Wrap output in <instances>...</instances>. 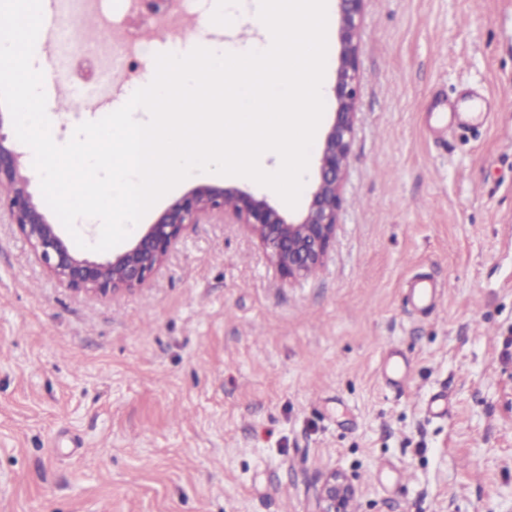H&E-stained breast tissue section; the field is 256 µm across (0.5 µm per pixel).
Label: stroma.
I'll use <instances>...</instances> for the list:
<instances>
[{"mask_svg":"<svg viewBox=\"0 0 512 512\" xmlns=\"http://www.w3.org/2000/svg\"><path fill=\"white\" fill-rule=\"evenodd\" d=\"M56 0L71 46L111 49ZM214 9L187 0L189 52ZM335 241L289 281L239 224H196L140 288H62L0 219V512H512V0H367ZM498 96L433 135L435 97ZM55 141L88 115L52 97ZM441 287L418 313L407 285ZM398 352L404 387L382 363ZM448 401L443 413L430 398ZM317 512H355L356 487L341 470L327 472L316 488Z\"/></svg>","mask_w":512,"mask_h":512,"instance_id":"obj_1","label":"stroma"}]
</instances>
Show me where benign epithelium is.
Wrapping results in <instances>:
<instances>
[{"label": "benign epithelium", "instance_id": "1", "mask_svg": "<svg viewBox=\"0 0 512 512\" xmlns=\"http://www.w3.org/2000/svg\"><path fill=\"white\" fill-rule=\"evenodd\" d=\"M340 51L331 92L336 112L317 159L318 178L307 212L286 219L262 190L200 184L171 204L139 232L130 248L103 261L73 254L58 227L48 221L30 191L33 176L22 153L4 132L0 115V212L28 241L47 273L76 293L106 297L141 287L165 262L170 247L194 224H241L263 246L270 262L289 280L319 267L332 245L351 164V142L360 100L359 40L366 0H338ZM317 512H355L356 487L333 469L316 488Z\"/></svg>", "mask_w": 512, "mask_h": 512}]
</instances>
